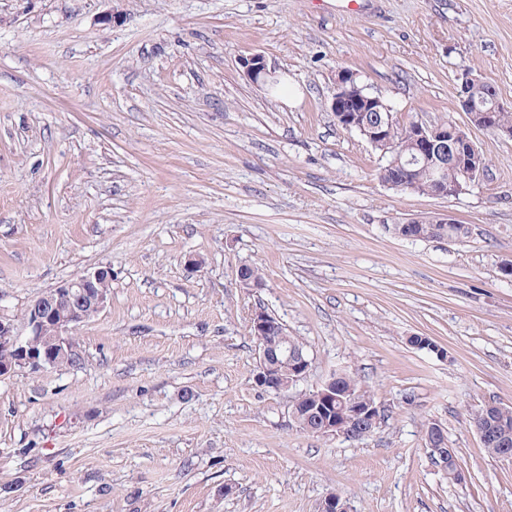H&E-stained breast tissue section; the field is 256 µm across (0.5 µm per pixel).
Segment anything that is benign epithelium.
<instances>
[{"label": "benign epithelium", "instance_id": "1", "mask_svg": "<svg viewBox=\"0 0 512 512\" xmlns=\"http://www.w3.org/2000/svg\"><path fill=\"white\" fill-rule=\"evenodd\" d=\"M241 66L244 75L256 85L270 88L277 83L261 53L243 58ZM482 84L484 81L471 73L462 74L458 90L461 109L471 113V118L483 128L512 137V128L498 121L497 113L503 110L500 102L481 112L474 109L473 93ZM330 109L342 127L360 129L369 143L375 145L384 138L382 114H390V107L380 97L365 92L348 69L337 73ZM410 129L418 154L406 160L404 168L421 161L434 171L435 189L430 195L457 197L487 171L478 148L457 124L436 125L417 120ZM111 280V269L99 268L66 280L53 292L39 296L26 310V335L17 332L11 319L0 316V351L7 355L0 362V376L24 369L37 372L77 353L69 333L84 323L90 313L104 310L109 301L106 285ZM250 330L259 359L254 375L258 387L281 391L306 377L310 361L300 350L288 345L284 326L278 320L259 310L252 315ZM336 380L335 375L320 388L298 397L292 404V416H305L301 427L306 433L344 439L370 436L378 425L382 406L372 401L356 402L336 386ZM320 512H348V507L340 495L330 493L322 501Z\"/></svg>", "mask_w": 512, "mask_h": 512}]
</instances>
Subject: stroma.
<instances>
[{
    "instance_id": "obj_1",
    "label": "stroma",
    "mask_w": 512,
    "mask_h": 512,
    "mask_svg": "<svg viewBox=\"0 0 512 512\" xmlns=\"http://www.w3.org/2000/svg\"><path fill=\"white\" fill-rule=\"evenodd\" d=\"M256 52L275 89L245 77ZM343 68L399 122L469 126L486 175L456 198L390 189L330 110ZM466 70L512 111V0H0V315L112 271L71 333L81 365L0 378V512H319L331 492L349 512H512V459L469 424L512 406V138L470 127ZM437 213L469 237L393 231ZM242 264L264 287L238 286ZM258 310L310 359L288 389L254 383ZM342 371L385 422L300 431L293 401Z\"/></svg>"
}]
</instances>
